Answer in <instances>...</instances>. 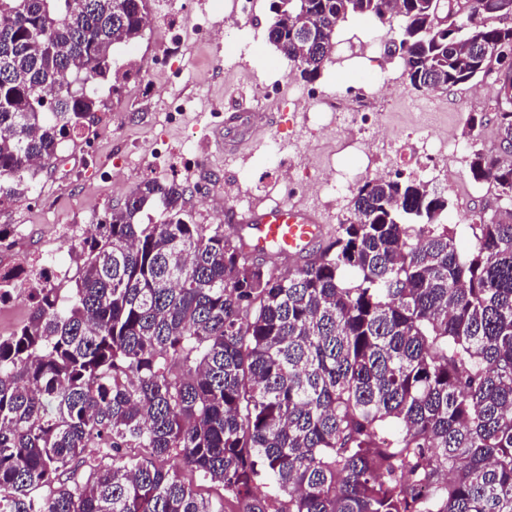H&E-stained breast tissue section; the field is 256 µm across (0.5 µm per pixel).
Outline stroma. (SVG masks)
<instances>
[{
    "label": "stroma",
    "instance_id": "obj_1",
    "mask_svg": "<svg viewBox=\"0 0 512 512\" xmlns=\"http://www.w3.org/2000/svg\"><path fill=\"white\" fill-rule=\"evenodd\" d=\"M192 11L182 18L172 13L165 0H148L147 9L154 14L157 31L183 26L191 29L201 25L202 33H193L181 51V74L148 68L160 43L156 35H144L134 44H117L112 48L114 68L125 71L140 65L142 78L154 90H164L174 83L181 100L189 104L187 112L171 119L165 110L153 106L137 94L112 111V131L98 140V157L94 164L84 166L76 183L56 193L48 209L32 210L22 205L0 206V224L25 228L30 234L29 247L57 249L61 260L69 254L61 249L60 240L67 225L91 218L93 214H109L113 207L146 179L174 180L187 189L185 209L197 224H222L226 221L227 205L223 198L231 193L245 204L261 202L275 206L288 200L285 188L278 185L274 173L278 170L316 168L327 160H337L344 168L356 166L357 158L338 151L339 142L332 132L323 130L322 118L314 112L293 115L276 112L268 140L249 156L236 157L224 153L218 140L226 132L220 125L219 112H235L239 108L254 109L259 85L268 80L284 79L300 82L299 73L282 63L275 47L247 46L238 39L241 54L231 55L226 43L206 36L205 28L221 20L215 0H191ZM379 76L388 90L377 109L389 129L403 135L414 129L447 128L453 130L463 145L478 147L496 145L495 124L489 109L493 95L491 81L480 86L470 84L449 88L436 98L412 89L401 68L378 73L376 67L353 62L343 67L331 62L318 80L325 92L333 94L361 79ZM478 117L476 128H469L470 117ZM163 141L165 154L153 162L150 153L156 141ZM129 153L131 162L123 175L112 182H103L102 166L115 148ZM432 190L448 198V223L457 227L460 250L472 244L470 225L473 213L492 212L496 207V191L488 184L474 185L473 193L463 196L454 186L435 182Z\"/></svg>",
    "mask_w": 512,
    "mask_h": 512
}]
</instances>
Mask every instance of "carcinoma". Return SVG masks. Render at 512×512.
Here are the masks:
<instances>
[{
  "instance_id": "obj_1",
  "label": "carcinoma",
  "mask_w": 512,
  "mask_h": 512,
  "mask_svg": "<svg viewBox=\"0 0 512 512\" xmlns=\"http://www.w3.org/2000/svg\"><path fill=\"white\" fill-rule=\"evenodd\" d=\"M266 37L315 81L338 26L377 21L411 87H512V0H273ZM145 0H0V181L52 163ZM51 109H34L43 93ZM469 156L497 216L459 252L448 198L369 178L353 220L283 274L186 187L142 181L70 250L71 278L0 336V512H512V96ZM158 219L141 220L151 205ZM148 448L149 456L128 453ZM268 488L270 492L260 493Z\"/></svg>"
}]
</instances>
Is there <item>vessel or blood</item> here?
Segmentation results:
<instances>
[{
	"label": "vessel or blood",
	"instance_id": "1",
	"mask_svg": "<svg viewBox=\"0 0 512 512\" xmlns=\"http://www.w3.org/2000/svg\"><path fill=\"white\" fill-rule=\"evenodd\" d=\"M234 223L242 225L251 252L276 249L279 255L301 257L325 239L331 226L316 206H251L232 211Z\"/></svg>",
	"mask_w": 512,
	"mask_h": 512
}]
</instances>
